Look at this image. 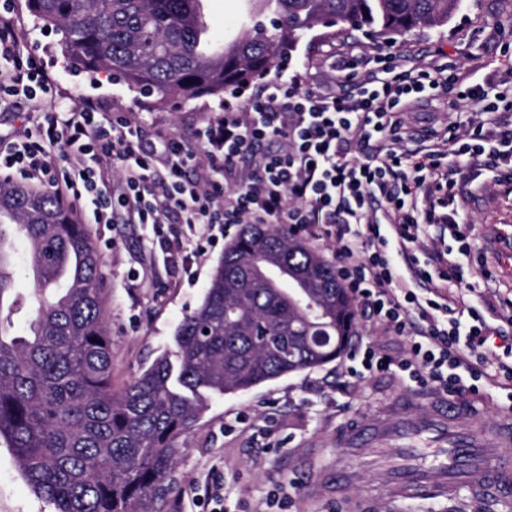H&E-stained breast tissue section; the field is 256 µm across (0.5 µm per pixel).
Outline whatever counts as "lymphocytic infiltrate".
<instances>
[{
  "label": "lymphocytic infiltrate",
  "mask_w": 512,
  "mask_h": 512,
  "mask_svg": "<svg viewBox=\"0 0 512 512\" xmlns=\"http://www.w3.org/2000/svg\"><path fill=\"white\" fill-rule=\"evenodd\" d=\"M373 61L343 93L280 79L251 94V119L225 104L202 147L162 132L147 143L130 115L107 114L92 99L62 102L40 58L22 44L11 0H0V112L27 105L20 128L0 138V182L49 187L72 209L90 201L94 224L110 223L118 208L157 230L189 224L200 244L232 224H285L308 239L332 238L336 273L362 315L410 341L408 358L397 362L361 349L362 367H394L443 394L474 392L487 371L472 354L494 330L466 293L417 295L414 285L431 276L462 277L441 252L429 273L410 246L435 225L463 239L455 213L439 210L435 195L456 197L476 166L512 181V83L472 85L435 64L405 69L391 53ZM450 87L477 103L480 120L465 134L451 123L429 131L427 147L398 151L406 109L426 91ZM65 147L85 163L50 164V153ZM116 168L124 184L117 196ZM192 168L205 170V179L189 177Z\"/></svg>",
  "instance_id": "lymphocytic-infiltrate-1"
}]
</instances>
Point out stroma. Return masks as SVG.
<instances>
[{"instance_id": "stroma-1", "label": "stroma", "mask_w": 512, "mask_h": 512, "mask_svg": "<svg viewBox=\"0 0 512 512\" xmlns=\"http://www.w3.org/2000/svg\"><path fill=\"white\" fill-rule=\"evenodd\" d=\"M26 45L36 47L59 94L102 101L111 111L133 112L146 134L161 130L194 141L198 129L221 119L216 103L199 98L185 104L151 105L107 73L88 75L62 53V34L35 26L25 0H13ZM214 37H240L251 26L254 0H208ZM381 39L350 25L316 28L303 36L281 75L312 80L332 54L370 52ZM393 53L409 63L430 61L458 69L470 58L487 60L486 74L512 80V0H463L447 25L421 28L400 39ZM478 107L456 96L426 100L408 112L418 129L451 121L478 119ZM458 212L470 244L458 256L463 285L487 292L494 307L488 323L501 330L476 354L490 363L512 344V183H495L490 175L467 187ZM102 262L108 326L112 334V384H130L163 353L174 350L175 330L183 316L203 299L223 244L192 254L187 270L170 268L167 248L152 225L134 223L126 214L111 223L88 225ZM372 346L394 359L406 357L409 344L366 318L349 347ZM352 360L340 356L325 366L284 376L248 391L212 397L194 430L178 445L181 452L171 474V491L160 512H212L208 491L223 484L225 506L235 512H329L319 482L329 481L337 466L348 467L353 479L341 489L343 504L366 500L365 512H512V499H478L467 488L445 499H392L385 495V466L363 464L359 455L336 444V431L397 413L414 421L428 412L426 400L407 375L397 370L349 376ZM463 404L488 428L512 418V393L481 382ZM0 512H54L23 478L15 456L0 443Z\"/></svg>"}]
</instances>
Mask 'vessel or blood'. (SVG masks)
Returning <instances> with one entry per match:
<instances>
[{
  "instance_id": "b4317fda",
  "label": "vessel or blood",
  "mask_w": 512,
  "mask_h": 512,
  "mask_svg": "<svg viewBox=\"0 0 512 512\" xmlns=\"http://www.w3.org/2000/svg\"><path fill=\"white\" fill-rule=\"evenodd\" d=\"M461 405L432 409L423 420L409 425L390 415L374 432L381 439H420L433 434L432 448H405L402 462L390 468L387 493L405 497L437 498L466 485L475 493L505 498L512 495V428L501 425L487 432L477 426L460 428L456 419L465 414Z\"/></svg>"
}]
</instances>
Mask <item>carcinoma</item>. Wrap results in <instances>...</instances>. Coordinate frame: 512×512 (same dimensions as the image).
Listing matches in <instances>:
<instances>
[{
	"label": "carcinoma",
	"mask_w": 512,
	"mask_h": 512,
	"mask_svg": "<svg viewBox=\"0 0 512 512\" xmlns=\"http://www.w3.org/2000/svg\"><path fill=\"white\" fill-rule=\"evenodd\" d=\"M202 0H26L34 23L62 34L85 72L102 69L143 97L224 99L267 75L313 29L368 26L384 42L441 27L461 0H262L263 22L209 54ZM0 440L56 512H155L178 452L206 410L199 390L247 391L338 358L357 328L329 264L286 226L245 224L224 247L202 302L179 324L176 350L127 387L112 388L99 254L54 193L0 185ZM24 243L34 280L27 333L9 336L23 304L11 255ZM209 333H204V330Z\"/></svg>",
	"instance_id": "obj_1"
}]
</instances>
